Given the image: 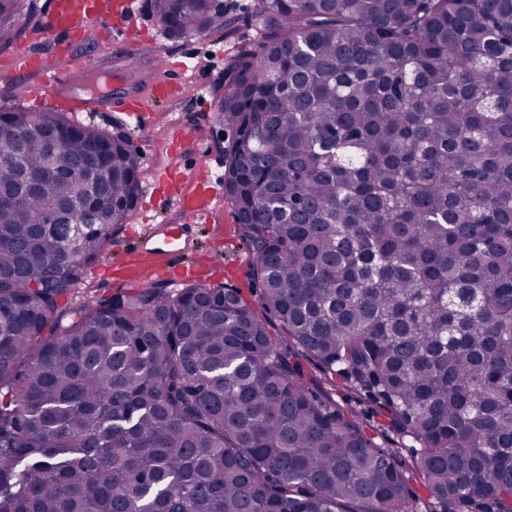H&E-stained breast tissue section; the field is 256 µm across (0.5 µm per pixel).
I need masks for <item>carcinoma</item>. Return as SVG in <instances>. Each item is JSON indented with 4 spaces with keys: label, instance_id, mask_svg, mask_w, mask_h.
<instances>
[{
    "label": "carcinoma",
    "instance_id": "cac0c4a2",
    "mask_svg": "<svg viewBox=\"0 0 512 512\" xmlns=\"http://www.w3.org/2000/svg\"><path fill=\"white\" fill-rule=\"evenodd\" d=\"M20 0H0V41ZM170 38L216 0H154ZM218 119L257 304L76 299L141 192L121 134L0 108V512H423L302 361L374 394L442 512H512V0H260ZM57 135L54 152L43 135ZM112 143L105 198L62 173Z\"/></svg>",
    "mask_w": 512,
    "mask_h": 512
}]
</instances>
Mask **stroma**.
I'll return each mask as SVG.
<instances>
[{"instance_id": "35a3bbf8", "label": "stroma", "mask_w": 512, "mask_h": 512, "mask_svg": "<svg viewBox=\"0 0 512 512\" xmlns=\"http://www.w3.org/2000/svg\"><path fill=\"white\" fill-rule=\"evenodd\" d=\"M46 2L22 0L12 39L0 41V70L8 67L18 49L37 44L46 18ZM222 3L224 17L231 23L230 32L225 36L217 33L167 37L160 29L151 0H138V48L114 43L107 30L93 28L88 30L82 42L73 46L70 57L45 54L48 69L60 70L78 64L87 74L107 76L108 87L103 95L108 100L135 91L141 72L153 70L157 57L182 61L189 67L192 78L185 97L176 105L161 108L167 116L166 121L143 128L131 120H115L106 112H78L74 115L75 120L92 122L111 134L126 135L140 153L147 173L158 165L178 167L200 163L214 178H223L225 128L218 122L217 114L229 83L228 69L240 54L258 51L264 33L257 21L259 0H222ZM171 120L189 126L196 134L195 141L186 143L178 154L167 149V123ZM144 230L143 224L129 221L88 270L86 281L94 295L109 297L132 290V283L120 281L118 266L130 239ZM191 260L205 266L206 284L240 289L246 300L257 302L258 290L251 278L252 256L239 237L235 207L230 200H223L207 220L196 224ZM335 399L357 415L367 432L388 448L399 462L410 463L409 449L403 447L401 438L383 429L377 404L363 392L343 385L337 388Z\"/></svg>"}]
</instances>
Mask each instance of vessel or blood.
<instances>
[{"label": "vessel or blood", "mask_w": 512, "mask_h": 512, "mask_svg": "<svg viewBox=\"0 0 512 512\" xmlns=\"http://www.w3.org/2000/svg\"><path fill=\"white\" fill-rule=\"evenodd\" d=\"M114 26V42L129 40L136 27L133 0H49L46 21L41 38L49 50L65 54L67 47L76 42L93 25ZM42 59L38 53L22 51L14 61L17 74L37 76L34 87L44 101L58 103V92L71 82V71H59L50 76L40 75ZM188 79L185 73L165 69L158 74H144L142 89L138 94L121 98L109 104V111L140 123L154 122L157 104H172L182 99ZM219 193L209 182L197 183L192 192L178 194L176 208L180 216L176 224H155L151 236L160 240L151 246L140 242L132 248L125 266V276L130 280L160 273L172 280H180L187 273L182 255L192 241L194 223L207 219L215 210Z\"/></svg>", "instance_id": "vessel-or-blood-1"}]
</instances>
